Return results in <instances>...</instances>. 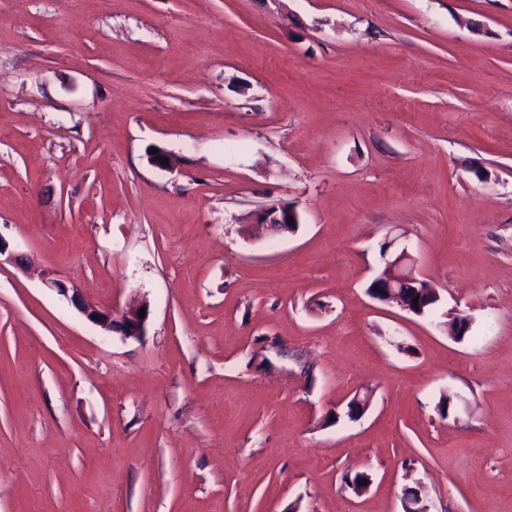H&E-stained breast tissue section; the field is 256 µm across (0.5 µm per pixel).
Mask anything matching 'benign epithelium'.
<instances>
[{
	"label": "benign epithelium",
	"mask_w": 512,
	"mask_h": 512,
	"mask_svg": "<svg viewBox=\"0 0 512 512\" xmlns=\"http://www.w3.org/2000/svg\"><path fill=\"white\" fill-rule=\"evenodd\" d=\"M294 217V223H299V215L296 210H285L283 205H267L255 210L250 216V224L257 229L266 231L272 230V225L282 226L281 232H288L286 224L288 217ZM393 242H386L383 252V260L386 263L388 272L381 273L374 278L378 290L371 293V297L384 303H396L403 311L415 313L414 299L417 294H425L431 291L425 280L421 279L416 272L415 260L407 249L398 252L391 251ZM48 288L56 291L59 295L69 299L73 305L92 324L102 330L116 332L126 338H139L146 330L147 318L140 317V310L150 314L149 305L141 302L127 308L120 316H115L111 310L99 308L86 302L78 290L69 286L60 279H48L45 281Z\"/></svg>",
	"instance_id": "1"
}]
</instances>
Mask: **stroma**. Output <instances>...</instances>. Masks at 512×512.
<instances>
[{
  "label": "stroma",
  "instance_id": "obj_1",
  "mask_svg": "<svg viewBox=\"0 0 512 512\" xmlns=\"http://www.w3.org/2000/svg\"><path fill=\"white\" fill-rule=\"evenodd\" d=\"M0 237V512H512V0H0ZM286 205H267L255 210L250 216V223L256 229H262L271 231L273 233H286L289 232L285 226L289 224L288 217H294V224H300L299 215L295 209H289L285 211ZM282 225V229L277 232L274 231L271 225ZM385 244L386 248L382 258L384 263H387L388 272L382 271L374 278L375 284L371 290L372 293H368L373 299L380 302H395L403 311L422 316L415 312L414 299L417 294L423 295L431 291L437 296V293L428 287L425 280L420 278L416 272L415 260L407 249L391 253L392 241ZM375 286H378L379 291H375ZM407 293L410 297L408 299ZM47 288L55 290L60 296L69 299L73 305L92 324L109 333H119L126 338H139L144 335L150 310L147 302H141L128 307L119 317L112 310L99 308L86 302L79 294L77 288L70 286L60 279H47ZM140 309H145L144 318H140Z\"/></svg>",
  "mask_w": 512,
  "mask_h": 512
}]
</instances>
